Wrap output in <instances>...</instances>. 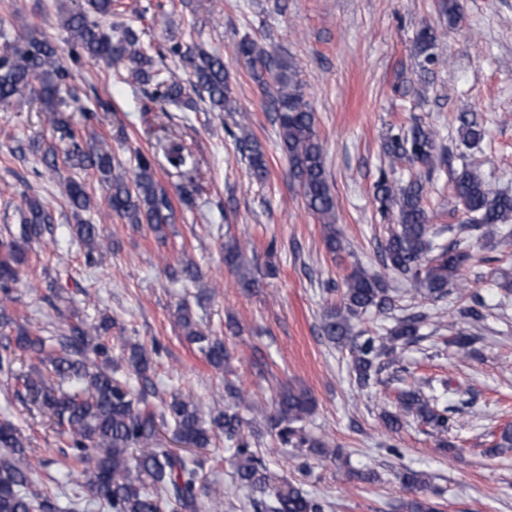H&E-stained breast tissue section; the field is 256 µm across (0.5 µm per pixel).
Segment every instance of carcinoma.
<instances>
[{
  "mask_svg": "<svg viewBox=\"0 0 512 512\" xmlns=\"http://www.w3.org/2000/svg\"><path fill=\"white\" fill-rule=\"evenodd\" d=\"M122 8L123 0H70L59 25L67 33L73 61L84 57L99 61L120 79L150 88L155 101L192 109L198 98L208 102L213 111H236L223 56L197 43L170 46L168 51L191 68L193 80L188 88L179 74L161 73L145 49L139 30L124 26L116 31L104 26ZM436 42L437 34L430 27L423 28L416 38L415 54L425 67L438 62ZM234 55L253 80L271 94L291 175L301 187L306 207L324 224L327 250L336 252L340 249L333 224L336 201L327 181L315 115L303 98L296 71L287 59L270 54L252 40L241 41ZM68 75L59 62V47L54 41L22 37L10 53L0 56V103L9 104L28 95L43 111L60 112L67 106L60 89ZM459 121L460 143L467 148L479 145L485 136L483 124L465 114L459 116ZM235 128V140L247 153L251 176L259 182L266 180L268 163L245 115H239ZM57 131V141L37 147L47 171L57 172L64 166L93 172L106 192L109 212L129 224H148L161 233L165 225L174 223L172 203L155 179L157 154L134 151L135 165L129 171L104 137H86L64 119L58 121ZM437 137L434 128L420 124L389 134L384 142L389 170L381 171L374 196L382 212L397 207V227L380 247L382 265L406 282L412 294L441 299L467 290L458 281V273L476 254L462 247L460 239L439 243L454 228L430 223L422 181L403 183L394 177L396 165L403 161L427 166L442 161L443 156L437 154ZM158 147L166 163L182 177L179 197L184 202L192 201L200 192L197 161L192 153L176 134L158 141ZM453 190L467 214L463 229L468 232L482 238L494 232V227L512 223V195L493 185L471 164H462L454 177ZM64 196L77 218L75 233L87 248V260L96 263L103 257L102 229L81 219L82 213L95 207L94 197L84 183L74 178L66 181ZM20 213V224L11 241L0 245V328L15 325L14 333L0 337V369L12 371L18 401L49 415L56 433L65 438L71 467L86 478L90 496L108 512H221L224 498L208 489L201 466L164 447L160 430L171 424L174 436L187 448H208L217 438L231 446L234 479L249 492L260 494L249 499L253 512H325L323 500L291 483L275 498H265L271 474L255 450V435L247 431L248 422L241 414L248 408V399L235 384L225 383L224 396L232 403L216 412L205 413L199 402L180 393L171 394L158 408L148 399L155 394L150 372L157 347L149 349L123 337L121 352L115 355L112 341L106 337L110 322L89 323L74 311H58L63 328L56 336H44L38 328L14 323L6 306L16 301L13 284L26 262L27 246L52 223L51 213L38 199H24ZM224 264L235 274L240 287L250 291L259 286L255 269L241 260L239 244L224 245ZM172 275L194 280L199 277V267L186 256L172 268ZM373 309L387 314L395 309V299L379 275L357 266L344 279L339 302L324 310L319 325L320 335L328 342L350 344L352 369L361 387L381 371L380 358H387L391 366L401 362L398 348L419 340L424 320L420 314L400 316L387 335L360 341L354 336L352 318ZM484 309L483 297L472 292L456 316L476 322L484 317ZM177 319L186 340L197 345L205 361L217 370L224 368L230 358L224 341L204 332L186 307L178 309ZM477 341V337L458 331L454 339L456 354L466 357L473 353ZM18 351L32 360L26 371L12 370ZM399 404L402 412L414 415L440 436L457 428V410L452 405L438 406L415 390L402 392ZM310 410L305 394L290 391L278 400L267 428L284 444L307 448L326 459L337 456L338 451L325 441L299 434L297 424ZM402 412L385 415L386 429L400 430ZM402 482L418 490L426 487L429 479L422 472L409 470ZM0 512H59L57 494L36 480L28 439L10 420H0Z\"/></svg>",
  "mask_w": 512,
  "mask_h": 512,
  "instance_id": "obj_1",
  "label": "carcinoma"
}]
</instances>
